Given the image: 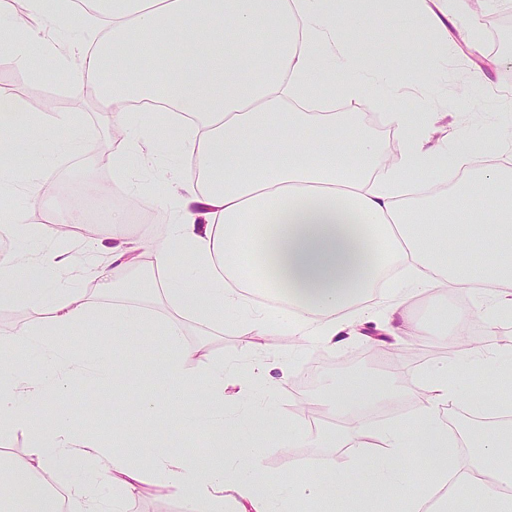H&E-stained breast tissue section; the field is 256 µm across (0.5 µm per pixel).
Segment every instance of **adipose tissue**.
I'll use <instances>...</instances> for the list:
<instances>
[{"instance_id": "obj_1", "label": "adipose tissue", "mask_w": 512, "mask_h": 512, "mask_svg": "<svg viewBox=\"0 0 512 512\" xmlns=\"http://www.w3.org/2000/svg\"><path fill=\"white\" fill-rule=\"evenodd\" d=\"M466 2L401 0L386 13L379 0H90L89 8L62 12L48 0H28L26 18L0 12V48L33 68L45 33L85 25L94 37L71 43L79 58L71 90L96 81L100 108L123 130L140 122L131 97L172 107L168 121L154 123L115 156L117 183H124L131 159L161 138L199 168L162 200L171 211L163 232L131 238L116 215L105 235L90 238L85 265L94 277L137 265L145 251L154 273L149 286L177 317L243 308V335L286 328L303 344L328 345L379 314L410 326V302L428 291L468 293L512 316V167L501 162L512 143L489 146L461 133L452 148L430 147L438 112L401 109L402 82L387 80L383 63L367 53L371 42L416 30L430 34L434 55L444 59L448 23ZM383 86L392 106L383 120L403 142L396 158L361 131L357 113L302 108L311 96L338 89L356 101L373 100ZM22 127L25 139H13ZM56 147L15 97L0 94V186L19 179L16 153L48 160ZM475 197L486 212L470 209ZM431 214L446 218L440 231L425 228ZM5 230L16 249L0 265V308L19 307L29 316L0 332V447L28 429L35 450L7 459L0 512H11L16 499L26 512H56L47 484L59 474L108 479L125 496L160 484L192 512H273L276 489L289 502L311 501L315 512H335L340 500L348 512L393 500L424 512L433 493L450 512L476 492L485 512H512V420L479 421L460 449L450 446L441 418L457 399L456 370L491 365L512 380V355L493 350L462 349L433 365L426 402L412 422L334 435L333 447L355 451L350 468L365 472L358 484L331 455L312 461L309 480L263 475L257 453H240L236 430L224 419L226 365L182 371L193 351L182 344L177 317L164 328L177 351L163 368L169 383L138 410L153 414L171 388L204 387L208 460L175 458L147 444L116 448L65 415L33 424L21 398L65 397L90 371L106 375L111 365L85 352L53 365L48 388L18 369L20 358L43 353L92 310L84 293L58 281L72 267L65 248L30 249V240L52 236L51 228L33 227L28 213L16 211ZM200 279L205 288L197 287ZM254 295L273 302L251 305Z\"/></svg>"}]
</instances>
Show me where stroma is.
I'll list each match as a JSON object with an SVG mask.
<instances>
[{
  "label": "stroma",
  "instance_id": "obj_1",
  "mask_svg": "<svg viewBox=\"0 0 512 512\" xmlns=\"http://www.w3.org/2000/svg\"><path fill=\"white\" fill-rule=\"evenodd\" d=\"M470 14L458 23L449 24V31L473 29L477 39L455 41L448 49L447 64L436 63L432 56L431 41L410 34L394 37L389 42L372 43L374 53L384 57L393 77L427 71L437 77L434 101L440 111L439 124L447 136L467 131L479 138L495 136L499 140L512 138V0H469ZM74 57L57 61L46 57L39 69L19 64L7 51L0 49V71L11 78L14 93L21 99L26 111L35 113L42 123L54 130L64 142L78 139V146H69L55 163L40 166L34 158L21 159V166L37 174L38 188L29 191L18 186L11 197L13 207L29 211L33 219L52 213L64 219L71 208L64 195L67 185L94 183L106 192L113 206L123 210H139L144 220L128 223L127 231L135 236L160 231L167 224L166 211L146 205L144 198L126 188L112 183V158L118 152L112 143V115L102 111L96 97L72 94L68 85L60 83L57 75L63 66L76 65ZM482 67L489 77L487 84L475 87L468 101L457 97L459 88L467 81L475 67ZM188 163L177 164L167 160L152 164L150 171L133 169L128 178L133 183L144 184L148 194L167 192L175 176H192ZM80 288L89 291L96 315L89 321L76 325L70 335L58 339V346L67 350L70 357L82 353L77 340L93 344L103 359L113 353L123 355L117 367L120 386L108 382H90L77 386L64 399L46 396L32 411L36 421L48 423L58 415L67 414L74 420L84 421L86 397H94L97 405L93 430L102 436L112 434L114 422L130 421V442L150 440L155 448L169 447V435L178 434L186 454L201 458L210 454L209 440L203 427L190 431H177L173 421L176 407L193 411L201 409L203 400L198 393L173 389L168 405L159 406L152 416L144 418L136 411L141 395L152 391L164 377L160 371L163 359L173 355L165 336H153L143 348L126 345L123 337L114 334L109 315L112 309L135 307L159 320L168 319L170 312L160 298L135 288L111 285L91 277L83 278ZM475 297L465 293H427L413 300L411 314L427 330L426 336L415 337L412 332L396 336L383 334L376 320L365 322L364 336L359 340L347 339L333 348H301L299 337L286 333L272 338V347L264 351V370L253 374L252 388L263 400L271 403L270 425H285L295 420L300 431H307L308 423L296 412L298 400L332 402L339 384L372 380L376 364L377 347H401L405 357L398 360L397 370L385 373L387 386L399 389V396L379 403V410L406 421L412 418L420 405L416 391L423 385L428 368L446 349L448 324L437 317L439 309H466L474 306ZM225 312L218 311L212 321L186 319L183 342L195 348L193 361L187 362L189 372H197L200 362L221 360L237 371L245 372L255 355L252 342L246 341L239 328L226 325ZM462 401L444 415L448 429L456 438H463L471 427L467 398L491 392L498 393V386L474 385L470 373H461L455 383ZM256 426L243 419L241 443L245 450L257 451L262 468L270 474L289 477L297 470L306 471L312 459L323 456L320 447H277L267 434L269 427ZM124 512H187L185 500L159 485L149 486L126 497Z\"/></svg>",
  "mask_w": 512,
  "mask_h": 512
}]
</instances>
